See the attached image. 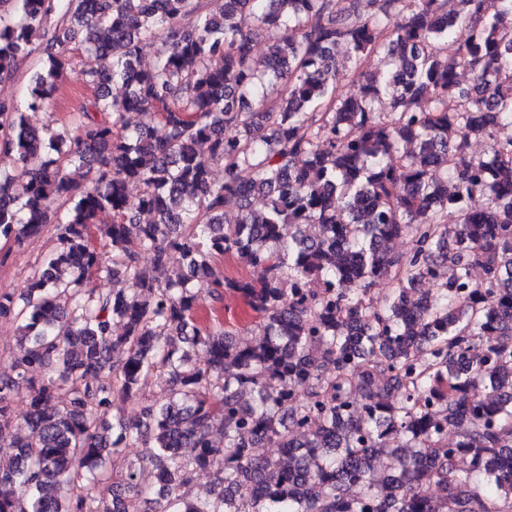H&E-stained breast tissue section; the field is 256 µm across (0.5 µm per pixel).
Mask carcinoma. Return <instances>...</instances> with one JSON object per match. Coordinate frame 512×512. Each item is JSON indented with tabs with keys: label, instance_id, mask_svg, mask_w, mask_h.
<instances>
[{
	"label": "carcinoma",
	"instance_id": "1",
	"mask_svg": "<svg viewBox=\"0 0 512 512\" xmlns=\"http://www.w3.org/2000/svg\"><path fill=\"white\" fill-rule=\"evenodd\" d=\"M17 2L0 81L39 65L0 100V240L52 224L60 247L22 302L0 292L22 330L0 376V512H146L131 445L150 449L156 512H512V0ZM264 27L286 36L257 55ZM76 66L89 103L30 126ZM224 254L246 276L208 278ZM100 274L122 287H90ZM226 292L256 315L244 347L196 320ZM154 373L146 422L125 421ZM199 471L212 483L188 497ZM36 55L24 59L11 81L0 82V98L22 101L27 93L36 67Z\"/></svg>",
	"mask_w": 512,
	"mask_h": 512
}]
</instances>
